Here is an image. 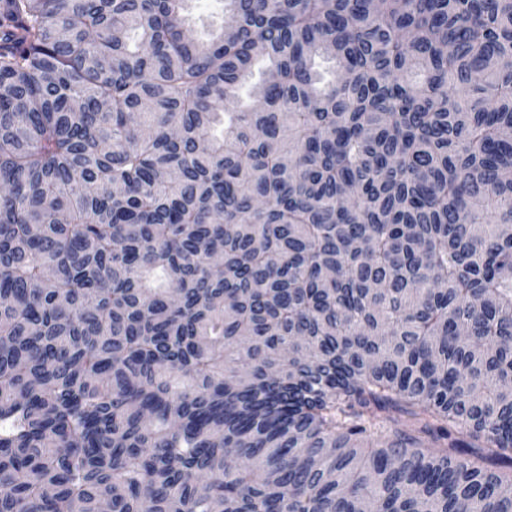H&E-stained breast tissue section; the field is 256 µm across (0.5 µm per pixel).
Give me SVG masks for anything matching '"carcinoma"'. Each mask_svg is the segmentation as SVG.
Segmentation results:
<instances>
[{
    "mask_svg": "<svg viewBox=\"0 0 512 512\" xmlns=\"http://www.w3.org/2000/svg\"><path fill=\"white\" fill-rule=\"evenodd\" d=\"M0 0V512H512V0ZM189 12L191 24L198 35L206 36L224 24V13L212 0H194L190 3Z\"/></svg>",
    "mask_w": 512,
    "mask_h": 512,
    "instance_id": "carcinoma-1",
    "label": "carcinoma"
}]
</instances>
